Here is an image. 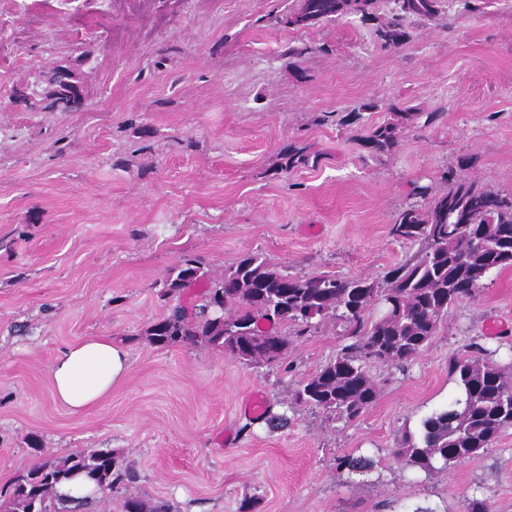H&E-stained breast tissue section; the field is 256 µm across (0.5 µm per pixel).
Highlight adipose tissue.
Wrapping results in <instances>:
<instances>
[{
  "instance_id": "obj_1",
  "label": "adipose tissue",
  "mask_w": 512,
  "mask_h": 512,
  "mask_svg": "<svg viewBox=\"0 0 512 512\" xmlns=\"http://www.w3.org/2000/svg\"><path fill=\"white\" fill-rule=\"evenodd\" d=\"M129 368L127 351L110 337L95 336L61 350L50 367L52 396L71 413L97 405Z\"/></svg>"
}]
</instances>
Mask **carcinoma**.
Segmentation results:
<instances>
[{
    "instance_id": "cac0c4a2",
    "label": "carcinoma",
    "mask_w": 512,
    "mask_h": 512,
    "mask_svg": "<svg viewBox=\"0 0 512 512\" xmlns=\"http://www.w3.org/2000/svg\"><path fill=\"white\" fill-rule=\"evenodd\" d=\"M468 8V0H297L283 23L310 27L353 17L370 26L375 42L397 48L411 39L414 22ZM387 110V120L358 138L378 162L398 151L404 130L434 121V113L403 104L390 103ZM323 157L307 144L292 143L281 154V167L316 166ZM470 167V159H460L441 173L438 188H420L419 199L398 211L390 234L419 250L383 280L331 272L290 275L254 251L213 277L199 257L184 254L159 291L165 311L141 336L160 348L206 344L246 366L274 368L288 355L286 329L302 336L324 322H339L349 343L296 387L291 404L357 420L379 396L368 364H410L439 332L451 305L474 297L492 271L512 268V192L463 174ZM200 285L197 299L184 302L186 290ZM471 347L475 355L448 363L457 398L425 417L419 434L403 431L393 457L427 472L438 461L446 468L493 447L512 427V374L493 360L496 351L476 342ZM371 467L361 455L336 458L339 470ZM77 475L95 484L94 496L59 492V485ZM135 480L136 472L118 450H62L16 472L0 491V512H90ZM121 507L122 512H174L165 500L132 494L123 496ZM463 512H494V503L473 495L464 499Z\"/></svg>"
}]
</instances>
